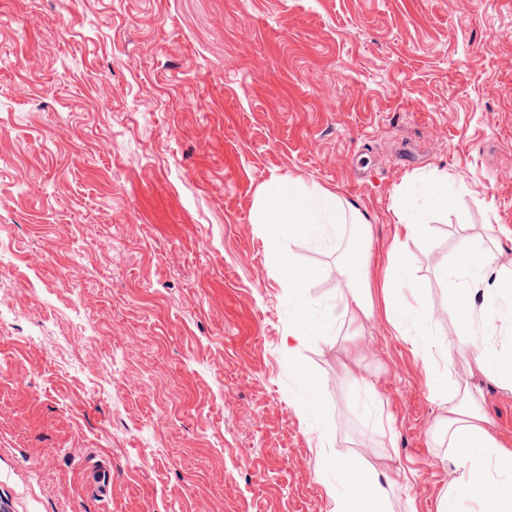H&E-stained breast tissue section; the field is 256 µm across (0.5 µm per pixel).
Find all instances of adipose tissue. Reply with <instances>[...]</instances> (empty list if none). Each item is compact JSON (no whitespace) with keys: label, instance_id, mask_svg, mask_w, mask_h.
I'll return each instance as SVG.
<instances>
[{"label":"adipose tissue","instance_id":"1","mask_svg":"<svg viewBox=\"0 0 512 512\" xmlns=\"http://www.w3.org/2000/svg\"><path fill=\"white\" fill-rule=\"evenodd\" d=\"M452 195V183L442 176L433 184L413 185L395 197L394 213L403 236L395 240L382 266L384 314L395 332L413 337L422 354L429 388L446 411L432 427L430 437L447 441L461 473L442 495L438 512H460L465 499L473 503V512H512V449L503 447L489 431L481 391L453 380L442 389L434 381L438 359L452 344L468 352L470 370L512 392V371L505 368L512 352L491 340L495 334L512 335V259L499 261L483 239L473 238L455 261L438 269L439 279L448 287L457 323L455 336L444 341L433 329L432 311L413 302L417 285L403 258L405 240L422 236L427 230L411 200L423 196L431 207L438 208L447 205ZM254 215L255 223L266 227L273 265L288 286V334L293 343L287 346V355H294L306 337L330 335L346 323L359 331L373 319L370 242L366 222L357 210L321 187L272 181L263 186ZM294 233L320 247L334 236L348 239L350 255L336 265L335 306L323 308L307 298L308 275L283 247L284 240ZM343 369L355 397L372 417L376 434H391L392 419L358 361L350 360ZM336 482L330 490L335 512H358L361 502L367 504L368 512H390V493L396 480L390 477L383 455H374L367 469L352 480L346 479L344 464H337Z\"/></svg>","mask_w":512,"mask_h":512}]
</instances>
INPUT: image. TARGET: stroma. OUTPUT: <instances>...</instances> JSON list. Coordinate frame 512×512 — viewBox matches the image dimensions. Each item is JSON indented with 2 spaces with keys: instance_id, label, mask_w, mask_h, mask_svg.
Wrapping results in <instances>:
<instances>
[{
  "instance_id": "obj_1",
  "label": "stroma",
  "mask_w": 512,
  "mask_h": 512,
  "mask_svg": "<svg viewBox=\"0 0 512 512\" xmlns=\"http://www.w3.org/2000/svg\"><path fill=\"white\" fill-rule=\"evenodd\" d=\"M442 174L457 196L406 248L445 336L436 268L468 236L512 259V0H0V512H334L319 461L376 442L407 476L393 512H437L457 472L412 337L379 314L355 339L381 439L345 383L354 339L285 354L253 207L323 187L380 256L396 195ZM290 248L335 304L341 246ZM452 375L512 446V393Z\"/></svg>"
}]
</instances>
